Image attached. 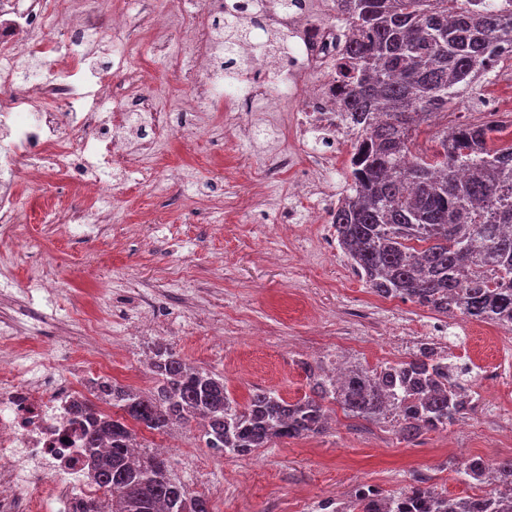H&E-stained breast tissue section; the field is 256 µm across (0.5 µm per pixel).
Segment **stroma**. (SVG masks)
I'll use <instances>...</instances> for the list:
<instances>
[{
	"label": "stroma",
	"instance_id": "1",
	"mask_svg": "<svg viewBox=\"0 0 512 512\" xmlns=\"http://www.w3.org/2000/svg\"><path fill=\"white\" fill-rule=\"evenodd\" d=\"M156 42L188 51L179 27L146 32L132 46L130 68L116 74L114 84L139 77L148 93L164 87L194 93L193 77L166 67L152 48ZM261 150V143L242 141L234 128L219 127L215 138L200 141L178 129L167 161L186 168V179L160 180L150 189L134 174L113 170V180L125 188L114 222L64 233L42 223L38 207L24 209L53 279L49 287L27 291L19 267L11 282L0 280V325H21L23 310L36 308L44 315L47 339L65 336L78 348L111 358L113 381L144 393L155 385L146 355L164 345L194 367L222 376L241 405L258 389L292 401L303 397L310 391L305 364L325 357L374 368L411 358L430 339L455 355L471 354L481 365L512 360V349L485 341L479 323L462 316L446 335L431 337L434 312L381 300L342 251L327 254L314 241L275 233L284 207L293 202L294 180L284 175L267 195L251 197ZM127 224L138 230L123 250L104 252L102 236ZM79 288L98 299L95 326H86L71 306ZM145 294L154 299L160 328L128 335ZM257 326L265 331L260 344L248 339ZM475 391L465 419L413 441L402 440L390 423L358 419L336 405L324 433L281 440L244 457L206 448L193 423L167 435L141 425L136 432L148 444L179 438L166 458L212 512H325L337 489L354 492L367 477L386 494L423 478L437 491L466 496L472 489L458 479L459 454L479 456L493 447L498 459L512 458V447L496 445L502 419L493 396L480 385Z\"/></svg>",
	"mask_w": 512,
	"mask_h": 512
}]
</instances>
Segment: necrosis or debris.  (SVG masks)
Returning <instances> with one entry per match:
<instances>
[{
    "mask_svg": "<svg viewBox=\"0 0 512 512\" xmlns=\"http://www.w3.org/2000/svg\"><path fill=\"white\" fill-rule=\"evenodd\" d=\"M102 10V0H62L58 6L51 0H0L1 175L27 174L28 189L38 192L46 181L92 166L96 177L77 189L92 192L94 206L57 205L51 215L62 224H102L122 191L113 169H135L148 180L163 170L185 178L183 168H164L159 150L178 128L214 134L204 107L220 102L226 123L271 145L261 160L258 188L296 172L306 207L302 219L286 217L290 234L335 242L330 213L310 203L313 193L327 189L330 176L351 168L353 131L340 117L336 76V52L348 25L334 0H290L285 8L277 0H167L152 26L181 23L193 59L207 69L195 97L180 94L162 105L135 90L113 104L112 75L128 67L131 15L117 12L105 23ZM217 19L247 25L259 48L228 84L223 71L209 66ZM86 41L111 45V71L85 69L78 47ZM24 56L42 59V68L25 72ZM500 86L484 94L478 118L512 139V77ZM19 208L16 192L0 191V240L10 245L0 264L27 261L29 285L43 288L48 271L29 257L32 235L18 222ZM57 350L54 357L45 352L39 325L22 340L0 329V512H11L16 503L26 512H43L50 499L58 512H90L101 496L85 479L84 423L72 404L82 376L109 377L112 365L62 340Z\"/></svg>",
    "mask_w": 512,
    "mask_h": 512,
    "instance_id": "obj_1",
    "label": "necrosis or debris"
}]
</instances>
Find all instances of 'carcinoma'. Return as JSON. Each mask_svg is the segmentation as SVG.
I'll list each match as a JSON object with an SVG mask.
<instances>
[{"label":"carcinoma","instance_id":"carcinoma-1","mask_svg":"<svg viewBox=\"0 0 512 512\" xmlns=\"http://www.w3.org/2000/svg\"><path fill=\"white\" fill-rule=\"evenodd\" d=\"M352 36L336 58L344 117L355 129V194L336 204L338 247L371 291L437 314L512 332V141L487 124L464 123L416 148L421 127L464 103L486 66L512 43V0H337ZM423 346L406 361L371 373L352 368L336 380L306 365L310 394L289 402L274 391L230 398L224 378L186 363L167 347L150 363L155 386L143 394L109 379L97 391L149 430L204 422L206 447L243 456L280 439L326 429L332 400L354 417H394L406 441L446 430L465 415L473 393L468 367ZM88 477L108 495L111 512H210L175 478L160 454L133 452L124 419L86 403ZM472 484L492 490L450 498L414 485L399 495L359 491L341 512H512V459L487 474L482 458Z\"/></svg>","mask_w":512,"mask_h":512}]
</instances>
